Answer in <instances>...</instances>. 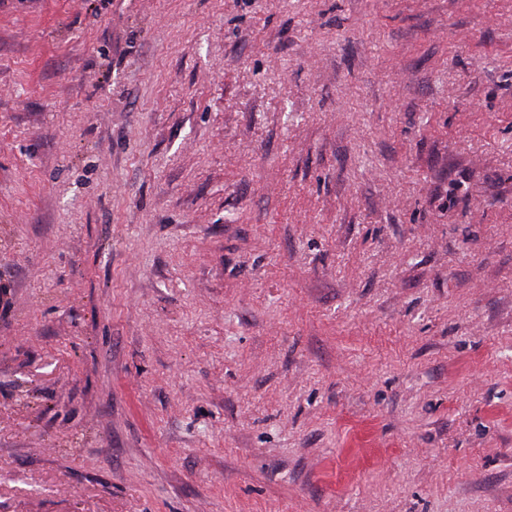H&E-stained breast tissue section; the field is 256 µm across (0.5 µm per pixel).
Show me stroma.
<instances>
[{"mask_svg": "<svg viewBox=\"0 0 512 512\" xmlns=\"http://www.w3.org/2000/svg\"><path fill=\"white\" fill-rule=\"evenodd\" d=\"M0 512H512V0H0Z\"/></svg>", "mask_w": 512, "mask_h": 512, "instance_id": "1", "label": "stroma"}]
</instances>
